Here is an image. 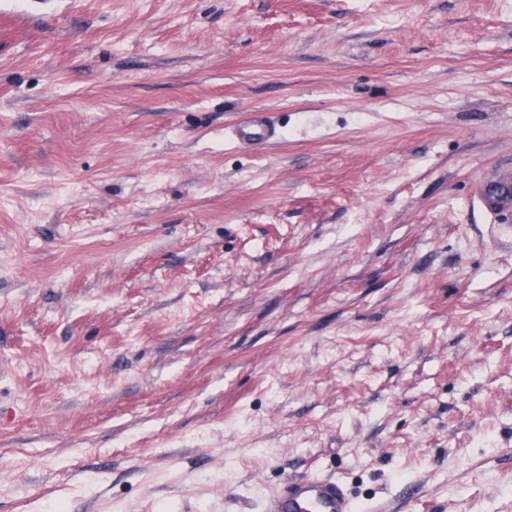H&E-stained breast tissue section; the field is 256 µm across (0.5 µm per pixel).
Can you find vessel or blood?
<instances>
[{"mask_svg": "<svg viewBox=\"0 0 512 512\" xmlns=\"http://www.w3.org/2000/svg\"><path fill=\"white\" fill-rule=\"evenodd\" d=\"M236 142L267 145L279 137L277 125L265 112L246 113L233 127ZM361 508L342 480L309 475L288 480L265 501L264 512H359Z\"/></svg>", "mask_w": 512, "mask_h": 512, "instance_id": "vessel-or-blood-1", "label": "vessel or blood"}]
</instances>
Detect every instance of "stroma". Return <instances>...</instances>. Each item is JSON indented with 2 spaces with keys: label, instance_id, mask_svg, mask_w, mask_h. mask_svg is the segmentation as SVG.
<instances>
[{
  "label": "stroma",
  "instance_id": "35a3bbf8",
  "mask_svg": "<svg viewBox=\"0 0 512 512\" xmlns=\"http://www.w3.org/2000/svg\"><path fill=\"white\" fill-rule=\"evenodd\" d=\"M505 176L512 0H0V512H512ZM269 112H248L233 126L232 134L237 143L267 145L279 137L277 125ZM388 511L372 502L358 503L342 480L329 475L289 479L265 501V512H356Z\"/></svg>",
  "mask_w": 512,
  "mask_h": 512
}]
</instances>
